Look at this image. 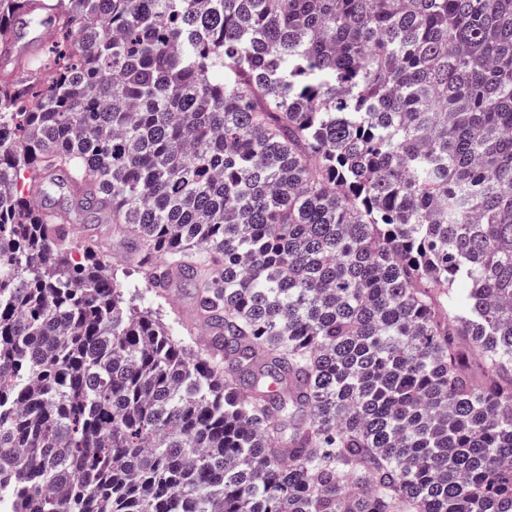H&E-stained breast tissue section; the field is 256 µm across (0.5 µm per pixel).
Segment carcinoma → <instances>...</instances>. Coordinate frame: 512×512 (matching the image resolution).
<instances>
[{
  "instance_id": "carcinoma-1",
  "label": "carcinoma",
  "mask_w": 512,
  "mask_h": 512,
  "mask_svg": "<svg viewBox=\"0 0 512 512\" xmlns=\"http://www.w3.org/2000/svg\"><path fill=\"white\" fill-rule=\"evenodd\" d=\"M37 2L0 0V512H512V0H53L17 58ZM73 225V236L76 243L88 238L104 240L108 244L110 257L120 255L125 250L124 238L112 229V224H90L88 221L80 220ZM121 268L119 267L118 277L124 279L125 283L130 286V293L127 294V297L133 295L135 303L140 305L141 309L147 308V310H150L153 318L168 326L175 338L185 340L193 345L196 350H200L201 345L197 342L196 336H203L204 330L196 329L193 336H183L186 335L184 328L192 326L188 316L194 304L191 289L183 286L181 281L178 280L168 284L162 296H157L152 288L145 287L136 272L123 269L124 277Z\"/></svg>"
}]
</instances>
